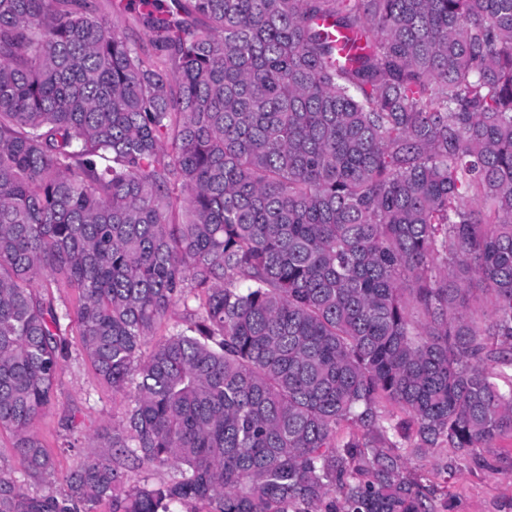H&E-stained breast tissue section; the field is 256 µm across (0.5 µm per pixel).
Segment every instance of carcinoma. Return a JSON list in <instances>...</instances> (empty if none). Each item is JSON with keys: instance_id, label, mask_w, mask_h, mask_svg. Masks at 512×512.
<instances>
[{"instance_id": "1", "label": "carcinoma", "mask_w": 512, "mask_h": 512, "mask_svg": "<svg viewBox=\"0 0 512 512\" xmlns=\"http://www.w3.org/2000/svg\"><path fill=\"white\" fill-rule=\"evenodd\" d=\"M324 19L365 43L338 56ZM147 25L157 56L94 0H0V429L27 477L55 471L62 321L135 384L68 494L1 471L0 512H432L378 405L415 453L512 432L485 368L512 370V0H171Z\"/></svg>"}]
</instances>
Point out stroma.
Instances as JSON below:
<instances>
[{
  "label": "stroma",
  "instance_id": "1",
  "mask_svg": "<svg viewBox=\"0 0 512 512\" xmlns=\"http://www.w3.org/2000/svg\"><path fill=\"white\" fill-rule=\"evenodd\" d=\"M69 353L57 375L55 399L35 424V432L55 459L53 487L66 493L65 478L91 452L98 433L118 423L134 390L113 391L100 381L79 338L69 334ZM78 440L80 451L67 448ZM409 472L439 493L433 512H512V432L499 435L485 455H454L435 448L407 457Z\"/></svg>",
  "mask_w": 512,
  "mask_h": 512
}]
</instances>
